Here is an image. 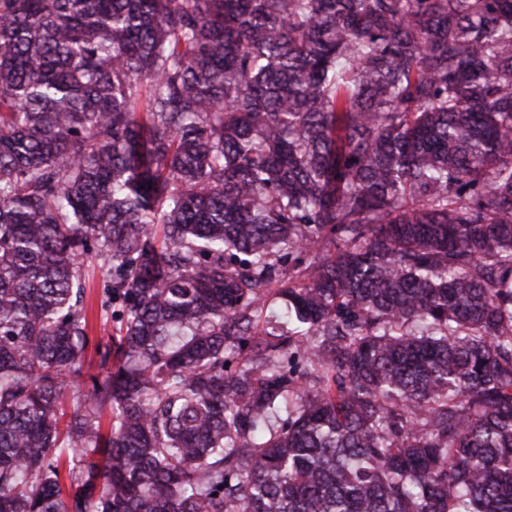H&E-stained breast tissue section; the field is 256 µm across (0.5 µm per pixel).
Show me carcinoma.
Segmentation results:
<instances>
[{
  "label": "carcinoma",
  "mask_w": 512,
  "mask_h": 512,
  "mask_svg": "<svg viewBox=\"0 0 512 512\" xmlns=\"http://www.w3.org/2000/svg\"><path fill=\"white\" fill-rule=\"evenodd\" d=\"M0 512H512V0H0ZM106 273L97 263H93L89 268V277L86 281L85 306L88 316L87 333L90 343L85 352V365L83 377L79 380L80 385L76 383L68 386L70 394L77 393L78 389L88 391L90 384V375L98 373L99 356L96 345L100 337L107 334L115 335L119 324L112 319V308L104 306L107 298L105 291ZM103 304V305H102Z\"/></svg>",
  "instance_id": "cac0c4a2"
}]
</instances>
